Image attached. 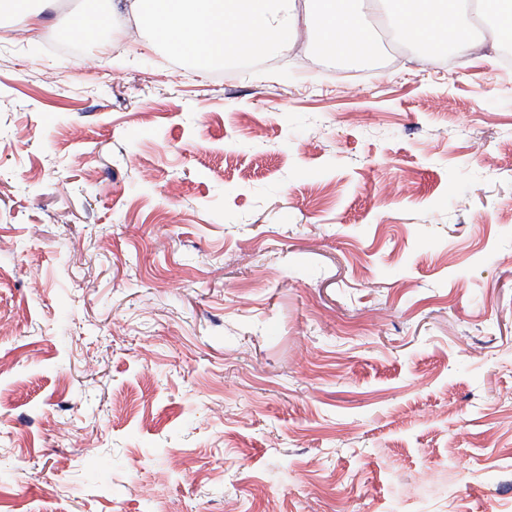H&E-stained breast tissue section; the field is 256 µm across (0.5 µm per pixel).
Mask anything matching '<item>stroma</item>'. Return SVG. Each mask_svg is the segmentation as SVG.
Masks as SVG:
<instances>
[{
  "mask_svg": "<svg viewBox=\"0 0 512 512\" xmlns=\"http://www.w3.org/2000/svg\"><path fill=\"white\" fill-rule=\"evenodd\" d=\"M70 15L0 39V512H512L494 58L199 75L124 17L90 72Z\"/></svg>",
  "mask_w": 512,
  "mask_h": 512,
  "instance_id": "35a3bbf8",
  "label": "stroma"
}]
</instances>
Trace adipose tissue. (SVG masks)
Masks as SVG:
<instances>
[{
    "label": "adipose tissue",
    "instance_id": "ef3b65f1",
    "mask_svg": "<svg viewBox=\"0 0 512 512\" xmlns=\"http://www.w3.org/2000/svg\"><path fill=\"white\" fill-rule=\"evenodd\" d=\"M298 15L296 0H110L105 14L72 16L74 33L89 34L114 15L132 14L147 39L173 47L198 73L249 56L263 59L294 49L300 25L311 39L339 59H364L373 50L360 27L359 10L371 12L410 43L450 47L470 56L482 52L474 37L466 0H306Z\"/></svg>",
    "mask_w": 512,
    "mask_h": 512
}]
</instances>
